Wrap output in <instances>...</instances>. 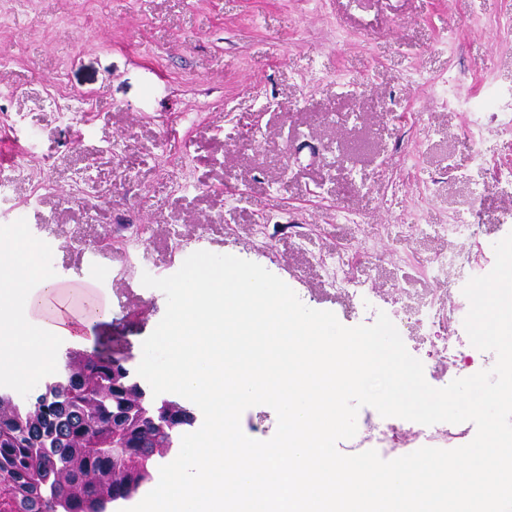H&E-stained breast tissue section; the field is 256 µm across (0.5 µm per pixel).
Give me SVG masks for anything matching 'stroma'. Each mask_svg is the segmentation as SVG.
I'll return each instance as SVG.
<instances>
[{"label": "stroma", "mask_w": 512, "mask_h": 512, "mask_svg": "<svg viewBox=\"0 0 512 512\" xmlns=\"http://www.w3.org/2000/svg\"><path fill=\"white\" fill-rule=\"evenodd\" d=\"M510 19L512 0H0V225L109 308L57 353L137 366L166 309L143 274L199 250L346 326L434 297L465 336L459 290L512 210V136L469 133L491 89L512 91ZM463 209L472 236L428 232ZM345 247L356 296L332 282ZM399 333L431 386L459 378L420 324Z\"/></svg>", "instance_id": "obj_1"}]
</instances>
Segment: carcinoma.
Wrapping results in <instances>:
<instances>
[{"label": "carcinoma", "instance_id": "cac0c4a2", "mask_svg": "<svg viewBox=\"0 0 512 512\" xmlns=\"http://www.w3.org/2000/svg\"><path fill=\"white\" fill-rule=\"evenodd\" d=\"M195 423L122 359L70 348L30 397L0 388V512H106L147 487Z\"/></svg>", "mask_w": 512, "mask_h": 512}]
</instances>
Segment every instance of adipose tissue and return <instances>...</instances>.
Segmentation results:
<instances>
[{"instance_id":"1","label":"adipose tissue","mask_w":512,"mask_h":512,"mask_svg":"<svg viewBox=\"0 0 512 512\" xmlns=\"http://www.w3.org/2000/svg\"><path fill=\"white\" fill-rule=\"evenodd\" d=\"M101 315V308L73 304L44 277L39 247L20 226L0 229V370L17 385L27 386L57 365L53 322L70 321L77 336Z\"/></svg>"}]
</instances>
